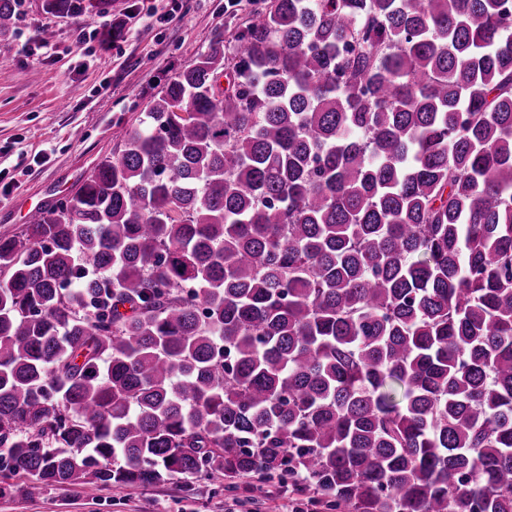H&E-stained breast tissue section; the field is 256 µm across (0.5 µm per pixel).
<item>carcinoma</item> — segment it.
<instances>
[{"instance_id":"cac0c4a2","label":"carcinoma","mask_w":512,"mask_h":512,"mask_svg":"<svg viewBox=\"0 0 512 512\" xmlns=\"http://www.w3.org/2000/svg\"><path fill=\"white\" fill-rule=\"evenodd\" d=\"M3 472L512 512V0H270L1 230Z\"/></svg>"}]
</instances>
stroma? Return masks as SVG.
I'll use <instances>...</instances> for the list:
<instances>
[{
  "label": "stroma",
  "mask_w": 512,
  "mask_h": 512,
  "mask_svg": "<svg viewBox=\"0 0 512 512\" xmlns=\"http://www.w3.org/2000/svg\"><path fill=\"white\" fill-rule=\"evenodd\" d=\"M268 0H111L78 17L21 0L0 35V227L72 197L137 126L148 102L217 38L231 40ZM54 30L50 47L35 35ZM85 42H78L80 31ZM107 93H100V85ZM0 512H328L294 484L251 480L235 492L195 477L160 486L83 484L28 499L0 496Z\"/></svg>",
  "instance_id": "obj_1"
}]
</instances>
